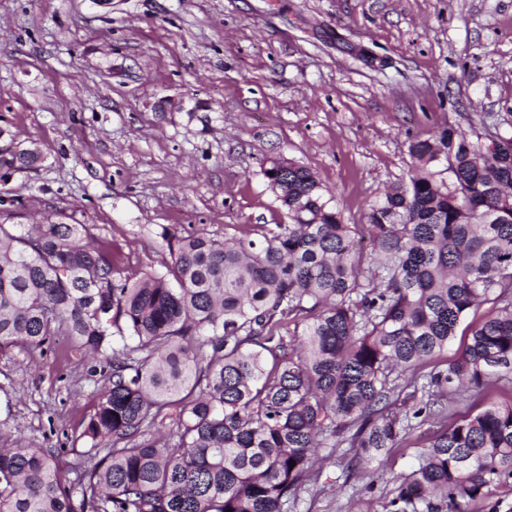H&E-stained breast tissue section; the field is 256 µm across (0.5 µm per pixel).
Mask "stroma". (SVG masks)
Listing matches in <instances>:
<instances>
[{"instance_id":"obj_1","label":"stroma","mask_w":512,"mask_h":512,"mask_svg":"<svg viewBox=\"0 0 512 512\" xmlns=\"http://www.w3.org/2000/svg\"><path fill=\"white\" fill-rule=\"evenodd\" d=\"M450 125L512 135V0H0V129L45 156L10 177L0 223L88 225L129 275L169 262L163 228L221 240L285 221L274 156L364 223L408 182L410 142ZM87 367L59 344L0 351V433L72 461ZM431 430L345 483L322 466L297 512H387Z\"/></svg>"}]
</instances>
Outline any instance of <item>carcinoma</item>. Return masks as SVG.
I'll list each match as a JSON object with an SVG mask.
<instances>
[{"label": "carcinoma", "mask_w": 512, "mask_h": 512, "mask_svg": "<svg viewBox=\"0 0 512 512\" xmlns=\"http://www.w3.org/2000/svg\"><path fill=\"white\" fill-rule=\"evenodd\" d=\"M408 151L409 182L365 214L368 253L315 173L282 157L262 171L288 222L222 241L165 228L171 262L138 278L85 224H0V350L63 337L101 382L68 468L0 448V512H290L317 449L348 479L412 421L512 380V138L450 125ZM41 159L10 143L0 171ZM483 303L427 399L396 409L400 376ZM500 485L512 401L434 434L388 512H468Z\"/></svg>", "instance_id": "obj_1"}]
</instances>
